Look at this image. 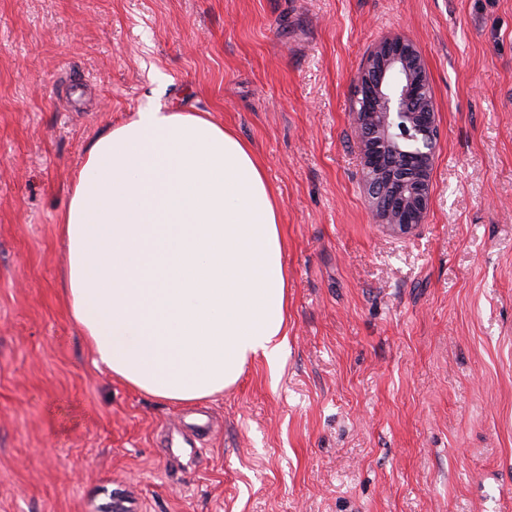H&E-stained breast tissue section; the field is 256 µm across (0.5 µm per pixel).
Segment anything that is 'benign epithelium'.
Masks as SVG:
<instances>
[{"label":"benign epithelium","mask_w":512,"mask_h":512,"mask_svg":"<svg viewBox=\"0 0 512 512\" xmlns=\"http://www.w3.org/2000/svg\"><path fill=\"white\" fill-rule=\"evenodd\" d=\"M354 122L370 208L380 224L408 236L424 223L438 141L432 91L416 45L388 38L355 81Z\"/></svg>","instance_id":"1"}]
</instances>
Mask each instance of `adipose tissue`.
<instances>
[{
    "instance_id": "obj_1",
    "label": "adipose tissue",
    "mask_w": 512,
    "mask_h": 512,
    "mask_svg": "<svg viewBox=\"0 0 512 512\" xmlns=\"http://www.w3.org/2000/svg\"><path fill=\"white\" fill-rule=\"evenodd\" d=\"M57 234L95 364L194 403L288 344L280 206L254 148L207 114L147 107L95 139Z\"/></svg>"
}]
</instances>
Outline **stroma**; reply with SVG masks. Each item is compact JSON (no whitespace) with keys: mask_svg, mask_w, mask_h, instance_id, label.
Instances as JSON below:
<instances>
[{"mask_svg":"<svg viewBox=\"0 0 512 512\" xmlns=\"http://www.w3.org/2000/svg\"><path fill=\"white\" fill-rule=\"evenodd\" d=\"M399 35L439 131L424 224L373 217L353 80ZM208 112L281 207L288 345L214 420L94 365L56 233L87 145ZM512 512V0H0V512Z\"/></svg>","mask_w":512,"mask_h":512,"instance_id":"1","label":"stroma"}]
</instances>
